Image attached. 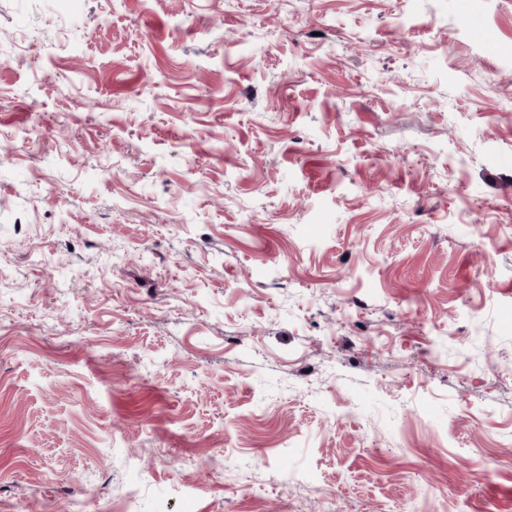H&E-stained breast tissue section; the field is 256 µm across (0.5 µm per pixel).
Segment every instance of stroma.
Listing matches in <instances>:
<instances>
[{
    "label": "stroma",
    "instance_id": "35a3bbf8",
    "mask_svg": "<svg viewBox=\"0 0 512 512\" xmlns=\"http://www.w3.org/2000/svg\"><path fill=\"white\" fill-rule=\"evenodd\" d=\"M0 145V512H512V0H0Z\"/></svg>",
    "mask_w": 512,
    "mask_h": 512
}]
</instances>
